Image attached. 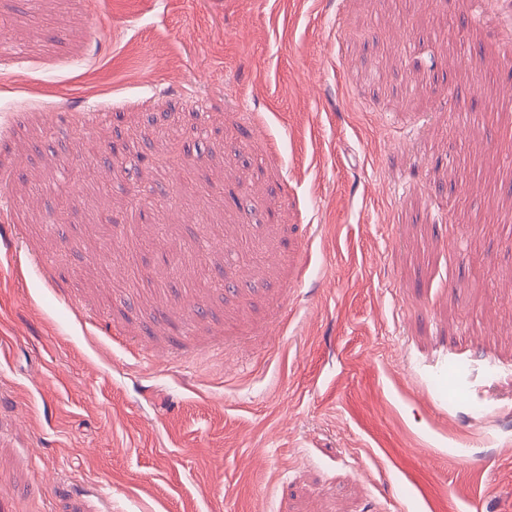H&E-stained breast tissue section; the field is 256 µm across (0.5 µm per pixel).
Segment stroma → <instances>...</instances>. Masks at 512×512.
<instances>
[{"instance_id": "35a3bbf8", "label": "stroma", "mask_w": 512, "mask_h": 512, "mask_svg": "<svg viewBox=\"0 0 512 512\" xmlns=\"http://www.w3.org/2000/svg\"><path fill=\"white\" fill-rule=\"evenodd\" d=\"M0 512H512V6L0 0Z\"/></svg>"}]
</instances>
